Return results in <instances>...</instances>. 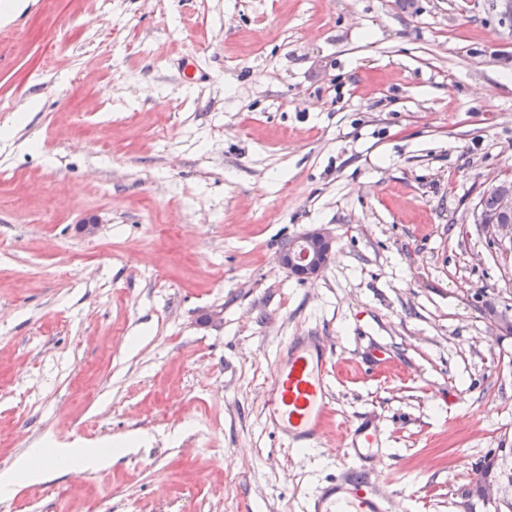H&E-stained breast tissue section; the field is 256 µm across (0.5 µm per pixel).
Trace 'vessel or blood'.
<instances>
[{"label":"vessel or blood","instance_id":"1","mask_svg":"<svg viewBox=\"0 0 512 512\" xmlns=\"http://www.w3.org/2000/svg\"><path fill=\"white\" fill-rule=\"evenodd\" d=\"M331 369V351L309 337H294L280 351L264 394V418L282 446L308 448L323 435ZM386 456L371 424L349 427L341 450L348 468L319 487L306 512H391L374 470Z\"/></svg>","mask_w":512,"mask_h":512}]
</instances>
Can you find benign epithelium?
Listing matches in <instances>:
<instances>
[{"mask_svg":"<svg viewBox=\"0 0 512 512\" xmlns=\"http://www.w3.org/2000/svg\"><path fill=\"white\" fill-rule=\"evenodd\" d=\"M479 223L498 245L512 246V184L498 187V211L489 217L480 213ZM279 266L299 280L316 278L335 260L333 237L319 226L285 243L276 253Z\"/></svg>","mask_w":512,"mask_h":512,"instance_id":"1","label":"benign epithelium"}]
</instances>
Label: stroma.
Listing matches in <instances>:
<instances>
[{
    "label": "stroma",
    "mask_w": 512,
    "mask_h": 512,
    "mask_svg": "<svg viewBox=\"0 0 512 512\" xmlns=\"http://www.w3.org/2000/svg\"><path fill=\"white\" fill-rule=\"evenodd\" d=\"M0 24V512H304L367 416L392 512H512L502 0H27ZM94 214V235L76 230ZM321 225L315 279L276 262ZM334 352L321 446L264 425L277 349ZM387 350L373 376L361 358ZM495 186L492 187L487 194L482 196L480 205L483 211L487 213H494L497 210L498 203V211L492 217H488L486 213L481 212L479 216V224H484L487 233L494 242L503 248L508 245L511 251L512 185L509 182L501 184L498 187V190ZM108 453L87 448H52L47 459L56 466L79 462L86 469H92L104 462Z\"/></svg>",
    "instance_id": "1"
}]
</instances>
